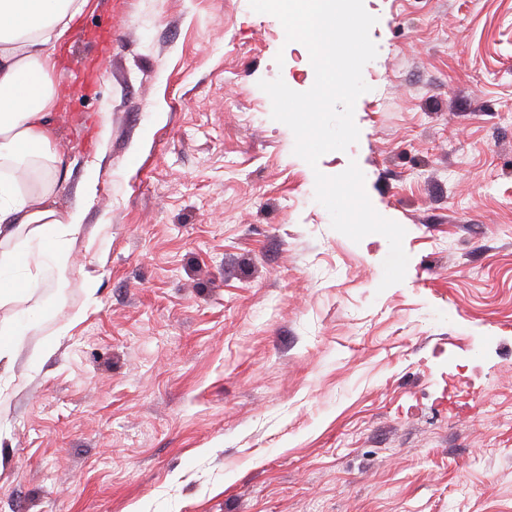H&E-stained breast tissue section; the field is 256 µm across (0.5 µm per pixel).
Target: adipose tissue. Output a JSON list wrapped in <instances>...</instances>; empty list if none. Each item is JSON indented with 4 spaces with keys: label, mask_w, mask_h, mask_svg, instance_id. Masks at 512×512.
Listing matches in <instances>:
<instances>
[{
    "label": "adipose tissue",
    "mask_w": 512,
    "mask_h": 512,
    "mask_svg": "<svg viewBox=\"0 0 512 512\" xmlns=\"http://www.w3.org/2000/svg\"><path fill=\"white\" fill-rule=\"evenodd\" d=\"M88 0H0V306L36 282L43 261L65 275L82 211L58 210L63 160L49 123L58 107L55 55Z\"/></svg>",
    "instance_id": "ef3b65f1"
}]
</instances>
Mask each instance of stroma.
I'll return each mask as SVG.
<instances>
[{
    "label": "stroma",
    "mask_w": 512,
    "mask_h": 512,
    "mask_svg": "<svg viewBox=\"0 0 512 512\" xmlns=\"http://www.w3.org/2000/svg\"><path fill=\"white\" fill-rule=\"evenodd\" d=\"M363 3L359 139L313 168L258 86L315 80L276 17L89 0L105 74L58 67L51 117L66 284L0 308H43L0 374V512H512V0ZM353 162L406 230L384 290L387 240L315 198Z\"/></svg>",
    "instance_id": "stroma-1"
}]
</instances>
